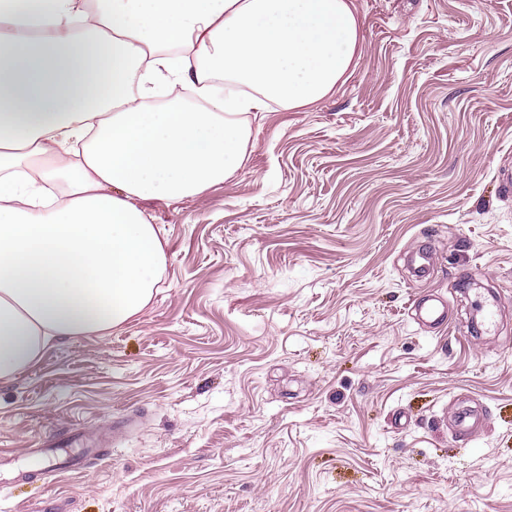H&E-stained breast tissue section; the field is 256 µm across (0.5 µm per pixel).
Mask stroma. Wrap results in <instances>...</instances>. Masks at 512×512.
I'll return each mask as SVG.
<instances>
[{
  "label": "stroma",
  "instance_id": "35a3bbf8",
  "mask_svg": "<svg viewBox=\"0 0 512 512\" xmlns=\"http://www.w3.org/2000/svg\"><path fill=\"white\" fill-rule=\"evenodd\" d=\"M353 4L343 85L257 113L224 183L141 201L145 312L0 382V460L30 473L0 512H512V0ZM73 429L103 459L42 475Z\"/></svg>",
  "mask_w": 512,
  "mask_h": 512
}]
</instances>
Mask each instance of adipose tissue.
I'll use <instances>...</instances> for the list:
<instances>
[{
  "mask_svg": "<svg viewBox=\"0 0 512 512\" xmlns=\"http://www.w3.org/2000/svg\"><path fill=\"white\" fill-rule=\"evenodd\" d=\"M348 0H0V381L122 328L166 269L139 208L231 178L249 115L345 82Z\"/></svg>",
  "mask_w": 512,
  "mask_h": 512,
  "instance_id": "ef3b65f1",
  "label": "adipose tissue"
}]
</instances>
